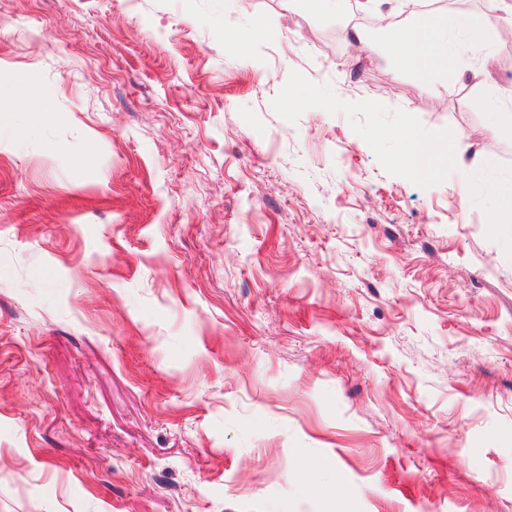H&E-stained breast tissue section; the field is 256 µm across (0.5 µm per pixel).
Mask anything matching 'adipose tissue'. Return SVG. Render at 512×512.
<instances>
[{
  "label": "adipose tissue",
  "mask_w": 512,
  "mask_h": 512,
  "mask_svg": "<svg viewBox=\"0 0 512 512\" xmlns=\"http://www.w3.org/2000/svg\"><path fill=\"white\" fill-rule=\"evenodd\" d=\"M492 12L491 22L467 33L468 43H480L487 52L482 61L484 70L494 67V55L489 48L500 40L501 28L512 29V0H488ZM452 24L447 16L435 15L412 29L402 31L392 44L390 53L395 69L408 70L420 75H430L447 70L448 62L458 54L448 41ZM468 149L466 140H459L452 148L430 144L418 139H410L406 163L416 172L431 173L436 158L451 155L462 158Z\"/></svg>",
  "instance_id": "1"
}]
</instances>
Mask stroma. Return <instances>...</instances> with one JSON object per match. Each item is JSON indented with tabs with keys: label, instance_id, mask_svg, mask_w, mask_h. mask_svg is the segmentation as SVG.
Here are the masks:
<instances>
[{
	"label": "stroma",
	"instance_id": "stroma-1",
	"mask_svg": "<svg viewBox=\"0 0 512 512\" xmlns=\"http://www.w3.org/2000/svg\"><path fill=\"white\" fill-rule=\"evenodd\" d=\"M431 12L0 0V512H512V132L391 69ZM0 109L29 113L36 121L48 119L52 112V107L47 100L41 98L33 100L18 95L15 89L2 87H0ZM410 145L407 153L406 163L414 172L431 173L434 168V160L438 157L448 155L447 148L438 144H430L419 139H407Z\"/></svg>",
	"mask_w": 512,
	"mask_h": 512
}]
</instances>
